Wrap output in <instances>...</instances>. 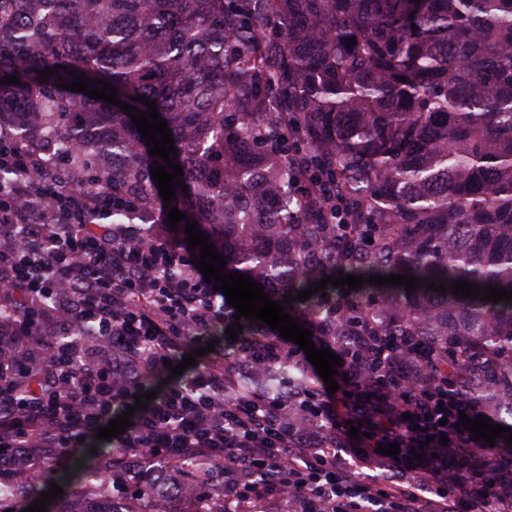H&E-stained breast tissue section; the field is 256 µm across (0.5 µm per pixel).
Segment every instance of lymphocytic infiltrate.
<instances>
[{
	"label": "lymphocytic infiltrate",
	"instance_id": "lymphocytic-infiltrate-1",
	"mask_svg": "<svg viewBox=\"0 0 512 512\" xmlns=\"http://www.w3.org/2000/svg\"><path fill=\"white\" fill-rule=\"evenodd\" d=\"M0 166L24 172L0 181V447L26 449L38 466L134 407L145 371L234 318L195 268L183 227L144 239L111 223V195H60L58 174L5 127ZM315 328L314 345L341 358L339 390L327 392L296 343L250 321L113 438L117 485L134 484L148 462L188 463L191 486L207 496L220 460L225 512H512L506 441L458 428L482 410L434 383L437 352L380 351L354 320L343 341L329 322ZM284 360L307 382L274 395L241 390ZM393 443L398 456L380 454ZM363 468L380 478H362Z\"/></svg>",
	"mask_w": 512,
	"mask_h": 512
}]
</instances>
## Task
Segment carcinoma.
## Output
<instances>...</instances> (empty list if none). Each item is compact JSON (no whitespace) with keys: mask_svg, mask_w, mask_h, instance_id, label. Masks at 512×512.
I'll return each mask as SVG.
<instances>
[{"mask_svg":"<svg viewBox=\"0 0 512 512\" xmlns=\"http://www.w3.org/2000/svg\"><path fill=\"white\" fill-rule=\"evenodd\" d=\"M81 74L156 102L183 170L166 211L272 300L340 272L512 290V0H0V115L66 188L112 193V223L152 224L163 160L117 105L57 87ZM338 304L369 336L445 346L437 380L512 411V301L329 284L285 312L320 321ZM289 379L283 361L248 385ZM110 458H61L0 512L101 480Z\"/></svg>","mask_w":512,"mask_h":512,"instance_id":"carcinoma-1","label":"carcinoma"}]
</instances>
